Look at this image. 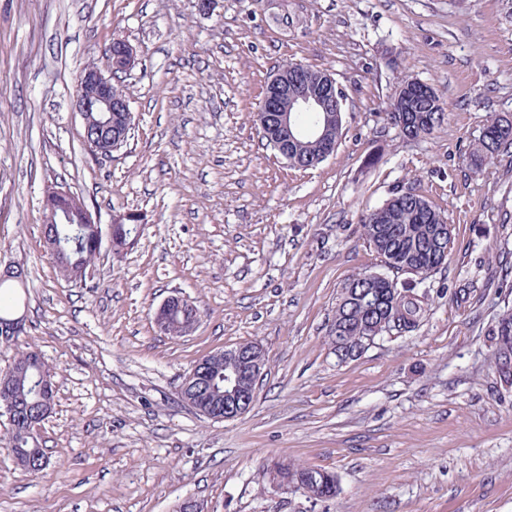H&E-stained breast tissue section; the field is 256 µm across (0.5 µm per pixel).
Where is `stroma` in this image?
Instances as JSON below:
<instances>
[{
    "label": "stroma",
    "instance_id": "obj_1",
    "mask_svg": "<svg viewBox=\"0 0 512 512\" xmlns=\"http://www.w3.org/2000/svg\"><path fill=\"white\" fill-rule=\"evenodd\" d=\"M210 2L0 0V262L27 273L0 302L57 372L39 481L0 417V512H177L188 497L206 512H512V389L488 337L512 307V156L468 164L487 121L512 118V0ZM116 38L138 54L134 125L102 159L73 95ZM289 62L345 95L341 142L306 170L256 121ZM406 78L445 109L416 139L387 116ZM61 182L102 227L145 219L122 256L102 243L81 286L43 248L42 198ZM409 182L447 218L448 261L417 284L416 331L338 362L342 288L386 271L360 220ZM174 293L200 310L181 338L153 323ZM250 341L266 366L243 417L181 402L200 358ZM275 460L335 473L338 496L277 489Z\"/></svg>",
    "mask_w": 512,
    "mask_h": 512
}]
</instances>
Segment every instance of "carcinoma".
<instances>
[{"instance_id": "carcinoma-1", "label": "carcinoma", "mask_w": 512, "mask_h": 512, "mask_svg": "<svg viewBox=\"0 0 512 512\" xmlns=\"http://www.w3.org/2000/svg\"><path fill=\"white\" fill-rule=\"evenodd\" d=\"M415 112L426 114L427 120L411 125L400 126L405 136L418 137L428 135L444 120L445 112L440 99L431 101L418 97L411 101ZM486 133L480 139V148L471 155L470 163L481 167L497 159L501 153L512 147V121L507 118H494L485 127ZM318 150L312 134L307 133L300 142L288 148V155L294 166L309 167V157ZM43 232L54 234L62 245V255L56 260V266L66 281L74 284L87 282L89 270L100 250L96 240V225L80 223V214H72L69 224H45ZM362 236L384 259L385 266L396 273H407L417 277L415 285L398 287V283L389 276L380 280H368V274L354 275L342 288L340 298L345 292L352 296L374 292L382 297L395 292L399 300L392 309L382 305L363 307L359 302L347 306L341 301L336 303L335 320L332 321L329 335H334L335 327L341 326V346L335 351L353 352L368 343L369 337L379 339L388 333L412 332L420 324L424 309L417 298L416 285L423 283L436 269L448 259L451 236L448 234V222L445 215L433 208L412 184H405L394 191L378 208L370 211L361 219ZM133 233L128 227L118 225L111 233L112 252L120 253L127 249ZM494 348V364L500 381L512 385V370L505 369V360L512 358V309L501 314L489 330ZM51 373L56 378L54 367L42 354L30 347L17 348L12 364L0 370V378L7 377L11 387L9 392L0 393V409L21 401L29 406L22 414V421L10 426L8 450L20 451L28 458L18 462L29 475L41 476L49 466V459L34 425L43 421L36 411L44 399L55 400L56 385L50 382L46 388L39 387L41 371ZM306 466L284 463L280 471L283 480L297 485V492L314 500H329L338 493V479L333 472L329 478L316 473V481H298Z\"/></svg>"}]
</instances>
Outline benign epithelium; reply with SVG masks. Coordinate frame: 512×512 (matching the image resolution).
<instances>
[{"label": "benign epithelium", "mask_w": 512, "mask_h": 512, "mask_svg": "<svg viewBox=\"0 0 512 512\" xmlns=\"http://www.w3.org/2000/svg\"><path fill=\"white\" fill-rule=\"evenodd\" d=\"M137 50L128 41L121 39L109 48L107 70L89 65L79 75L74 94V107L80 114L83 128H88L92 112H124L132 119L130 103L123 86L117 83L116 75L127 73L137 63ZM336 81L331 73L321 72L314 79L310 72L298 66H285L270 78L265 89L263 104L257 114L262 133L276 142L283 158H288V146L297 142L301 131L294 125L292 117L297 112H320L323 126L336 122V109L331 105L335 100ZM90 151L104 156L112 147V123L104 126L103 133L96 139H85ZM85 210L87 223L95 224L97 219L79 196L67 187H49L42 199L43 217L50 223L69 221L72 211ZM112 224H131L134 235L143 229L144 219L134 211L112 215ZM173 306L181 310L192 309V304L182 296L171 295L163 300L155 312V324L163 332H168L165 315ZM216 356L230 361L229 370L224 372V405L213 414L205 417L213 420H232L245 414L257 398V389L264 373V354L258 345L250 352L244 344L216 352ZM190 387L205 394L212 393L210 374L206 365H194L183 380L180 390Z\"/></svg>", "instance_id": "obj_1"}]
</instances>
